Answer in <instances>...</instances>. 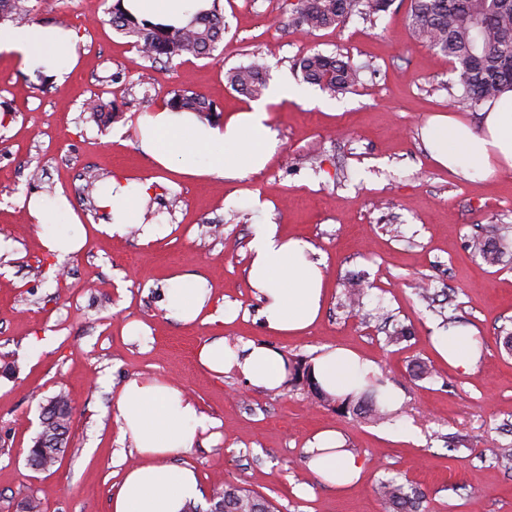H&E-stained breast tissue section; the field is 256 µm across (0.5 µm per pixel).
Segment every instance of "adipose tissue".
<instances>
[{"label": "adipose tissue", "mask_w": 512, "mask_h": 512, "mask_svg": "<svg viewBox=\"0 0 512 512\" xmlns=\"http://www.w3.org/2000/svg\"><path fill=\"white\" fill-rule=\"evenodd\" d=\"M211 2L123 0V6L149 22L181 26L198 11L210 8ZM0 49L17 52L28 66L58 76L75 58L77 42L73 34L59 28L0 25ZM484 113V128L478 133L445 115L429 119L421 136L432 158L451 169L465 165L489 173L500 166L512 168V91L485 105ZM278 146L269 115L259 104L229 116L221 126L204 123L189 112L166 109L146 116L141 125V150L162 167L189 177H245L263 170ZM147 196L142 184L123 179L107 183L99 197L109 214L102 232L121 236L139 223ZM69 208L61 195L52 201L36 198L29 202L31 215L44 228L43 247L61 260L87 243L77 225L56 228L58 213ZM323 265L307 242L282 236L270 222L256 224L249 245L247 279L263 302L262 317L269 332L299 336L316 322L327 290ZM164 297L169 313L181 322L216 319L203 275L172 277ZM434 344L456 367H470L479 356V341L465 328L437 330ZM198 361L214 374L234 372L265 389L279 388L288 374L284 357L272 347L249 342L233 349L220 336L200 346ZM373 370L372 362L342 348L325 352L312 364L321 387L334 394L359 391ZM116 410L121 434L140 462L126 470L112 497V512H182L187 502L199 497L200 489L194 470L176 466L175 461L213 428V421L175 384L156 379L126 383ZM335 446V432L314 435L308 467L328 487L340 491L360 478L365 463L351 452L336 451Z\"/></svg>", "instance_id": "1"}]
</instances>
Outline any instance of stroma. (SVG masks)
<instances>
[{"label":"stroma","instance_id":"35a3bbf8","mask_svg":"<svg viewBox=\"0 0 512 512\" xmlns=\"http://www.w3.org/2000/svg\"><path fill=\"white\" fill-rule=\"evenodd\" d=\"M289 0H219L224 39L215 57L159 64L144 89L147 63L106 21L113 0H26L35 24L66 23L77 59L63 77L41 82L13 52L0 51V512L24 496L41 512H111L124 466L116 398L133 379L180 387L217 425L184 457L198 476L197 504L208 512L225 484L264 496L277 512H386L376 493L394 477L424 494L422 512H512V468L491 449L512 450V354L496 346L512 330V255L490 265L472 237L512 245V168L490 174L438 165L420 129L435 114L481 130L483 112L454 105L461 94L447 57L417 44L410 0H393L373 20L308 35L289 23ZM318 50L363 67L356 91L329 97L305 83L298 62ZM261 57L269 87L302 88L298 100H269L279 148L269 165L241 179L185 177L139 148V122L166 107L172 91L198 93L217 107L216 124L249 107L226 72ZM115 104L119 118L90 119L91 95ZM149 184L141 221L155 227L111 237L104 211L83 187L95 178ZM65 196L87 244L65 262L44 250L28 210L31 197ZM267 200L268 220L308 242L325 262L328 283L319 320L300 336L270 334L246 277L249 242ZM203 274L224 322L184 324L163 307L168 280ZM363 308L343 305L350 282ZM429 300L414 292L418 283ZM143 330L127 336V323ZM409 341L386 343L395 325ZM465 327L481 341L471 371L448 365L432 337ZM235 347L264 342L306 363L326 348L372 361L403 403L379 422L361 410L319 402L307 383L276 391L241 376H215L197 362L208 337ZM433 366L416 376L415 365ZM75 408L70 443L47 472L27 453L41 431L40 408L58 393ZM365 459L360 480L343 491L319 482L306 450L323 430Z\"/></svg>","mask_w":512,"mask_h":512}]
</instances>
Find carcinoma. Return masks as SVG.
<instances>
[{
    "mask_svg": "<svg viewBox=\"0 0 512 512\" xmlns=\"http://www.w3.org/2000/svg\"><path fill=\"white\" fill-rule=\"evenodd\" d=\"M24 0H0V23L31 21ZM392 0H295L290 25L313 33L340 26L354 15L376 17L388 10ZM109 22L150 64L171 61L183 55L211 57L224 33V14L219 0L198 12L185 26H164L138 20L115 0ZM409 25L420 44L435 50L453 64L457 83L463 94L455 103L478 109L487 102L498 101L512 91V0H410ZM299 67L304 80L330 94L351 92L361 82V66L342 55L315 52L303 56ZM227 84L235 91L258 97L266 88V64L255 58L246 65L226 73ZM168 106L176 112H191L201 119H212L216 107L205 97L191 91L172 92ZM473 252L489 263L499 261L504 247L486 237L472 239ZM293 379L305 378L324 402H333L341 410L351 403L370 401V411L382 415L378 403V380L369 383L360 394L334 395L316 381L311 366L297 362L288 365ZM73 407L67 394L59 393L46 403V430H63L70 434ZM68 440L60 448H34L28 455L37 457L52 468L65 452ZM378 493L395 512L412 509L415 502L395 479L383 481ZM209 512H274L272 504L251 491L228 484L213 500Z\"/></svg>",
    "mask_w": 512,
    "mask_h": 512,
    "instance_id": "1",
    "label": "carcinoma"
}]
</instances>
